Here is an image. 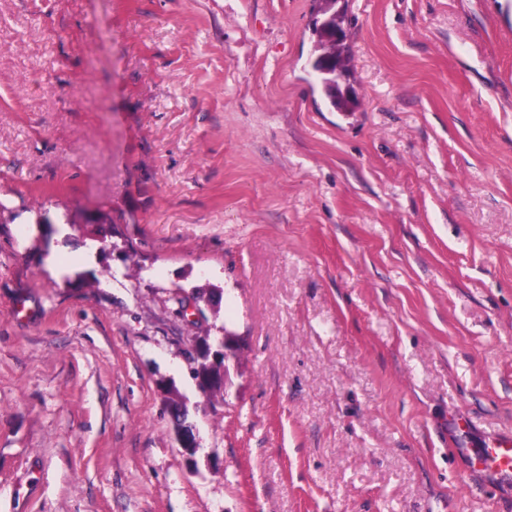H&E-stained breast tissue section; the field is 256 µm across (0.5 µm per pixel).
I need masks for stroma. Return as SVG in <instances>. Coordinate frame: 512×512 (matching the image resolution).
<instances>
[{
  "label": "stroma",
  "mask_w": 512,
  "mask_h": 512,
  "mask_svg": "<svg viewBox=\"0 0 512 512\" xmlns=\"http://www.w3.org/2000/svg\"><path fill=\"white\" fill-rule=\"evenodd\" d=\"M316 11L0 0V512H512V0ZM314 54L309 61L308 74L320 89L326 103L338 112H352L358 107L355 97L343 99L336 97V74L333 70H325L324 62L326 57H331L332 67L336 68V54L340 58L345 73L348 70L349 56L346 48L336 49V45L327 42L317 27V20L314 21ZM225 358L226 353L224 352V358H220L218 364L211 363L208 358L202 361L199 367L195 369L196 379H199V387L203 392H210L218 388L220 389L223 385L225 386ZM470 469L512 480V438H501L474 453L470 458Z\"/></svg>",
  "instance_id": "stroma-1"
}]
</instances>
